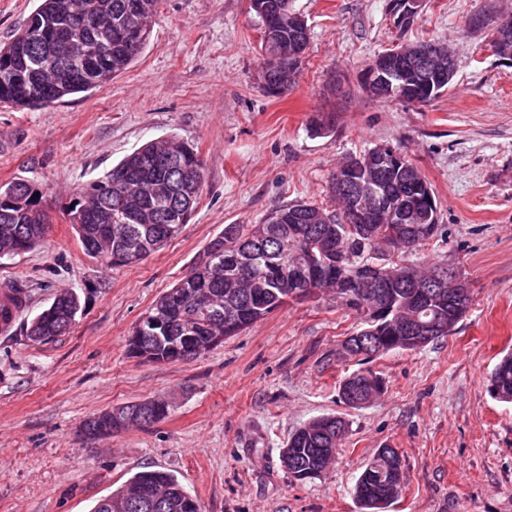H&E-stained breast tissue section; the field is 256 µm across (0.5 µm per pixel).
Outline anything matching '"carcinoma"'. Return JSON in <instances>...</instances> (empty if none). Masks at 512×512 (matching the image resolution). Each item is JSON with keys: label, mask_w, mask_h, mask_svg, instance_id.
Listing matches in <instances>:
<instances>
[{"label": "carcinoma", "mask_w": 512, "mask_h": 512, "mask_svg": "<svg viewBox=\"0 0 512 512\" xmlns=\"http://www.w3.org/2000/svg\"><path fill=\"white\" fill-rule=\"evenodd\" d=\"M70 5L85 39L97 37L98 28L108 21H130L153 15L157 0H40L25 29L6 46L0 48V103L18 107L42 106L48 98L55 103L64 97L101 89L133 63L142 49L133 48L117 35H112V54L96 68L87 69L79 56L64 60L73 77L59 81L43 68L62 54V48L43 39L40 31L50 25L65 23L63 6ZM265 15L261 22L262 43L260 70L277 84L276 71L269 57L280 47L303 55L308 38L281 16L287 0H261ZM385 83L381 98L404 103L425 93L426 85L415 62L379 72ZM169 153L176 157L174 167H162L152 158ZM378 167L384 177L370 173L363 179L349 174L350 186L359 187L368 196L387 195L404 210L403 224L408 226L400 256H409L424 248L438 232L439 225L430 224L423 204V193L402 173L394 169L388 156L379 158ZM205 162L195 148L176 138L147 142L124 157L102 177L76 192L64 215L77 234L86 253L104 256L112 264L126 266L121 258L126 245L119 241L117 225L129 227V238H149L163 249L191 220L205 184ZM21 187V194L9 203L0 202V258L27 253L44 240L48 226L41 207L43 195L35 184L18 179L8 187ZM280 220L270 226L262 224H226L224 232L212 238L199 254L190 273L166 289L148 308L146 314L159 318L165 331L141 333L133 329L128 351L139 349L153 362H182L196 357L179 343L184 351L174 348L173 337L184 335L192 327L196 336L226 337L237 335L283 306L300 286L290 273L307 266L330 283L346 307L364 311L362 301L371 291L394 301L399 313L416 312L417 296L413 285L383 280L376 288H355L350 276L359 274L374 260L375 247L385 241L388 222L351 224L347 213L329 212L308 201H292L275 209ZM326 215L329 222L321 221ZM270 227L265 232L263 228ZM79 296L67 291L58 294L48 308L37 314L27 327L28 338L42 343L66 334L79 312ZM430 317L447 320L454 328L463 318L448 303V289L432 299ZM235 321L232 332H222L224 317ZM362 338V344L348 351L349 356L376 358L394 350H414L416 346L394 338L390 325L363 321V327L350 336ZM489 388L496 398L512 397V356L501 359L490 375ZM169 414V406L161 402L143 401L115 407L84 421L89 439L110 435L125 427L128 420L156 423ZM347 434V423L327 415L296 429L285 444L288 467L312 479L319 469L326 448L341 446ZM398 477L383 479L371 465H366L353 487V496L361 512H388L401 497L392 493ZM91 512H201L197 498L190 494L178 478L164 470L135 473L124 485L101 498Z\"/></svg>", "instance_id": "carcinoma-1"}]
</instances>
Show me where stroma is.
Masks as SVG:
<instances>
[{
	"instance_id": "35a3bbf8",
	"label": "stroma",
	"mask_w": 512,
	"mask_h": 512,
	"mask_svg": "<svg viewBox=\"0 0 512 512\" xmlns=\"http://www.w3.org/2000/svg\"><path fill=\"white\" fill-rule=\"evenodd\" d=\"M309 48L286 96L261 88L260 31L248 0H158L146 46L109 85L37 107L0 104V186L43 192L44 242L0 258V289L25 283L28 309L0 333V512H91L136 472L167 470L202 512H359L353 486L378 449L403 456L405 490L389 512H512V402L488 378L512 353V63L489 48L480 14L512 16V0H426L396 28L389 0H289ZM436 39L457 63L451 87L426 105L385 101L358 85L393 43ZM332 112V131L310 121ZM194 145L206 179L178 236L135 266L89 256L63 210L73 195L142 144ZM402 148L437 202L439 231L413 255L446 262L471 306L453 333L374 360L344 355L359 328L334 295L292 300L199 358L129 357L140 317L187 275L228 224H258L294 200L328 208V180L349 155ZM84 305L64 335L35 343L27 324L64 291ZM384 381L372 403L339 398L346 377ZM162 398L169 415L96 442L94 414ZM336 415L348 432L322 478L293 480L280 461L289 435Z\"/></svg>"
}]
</instances>
